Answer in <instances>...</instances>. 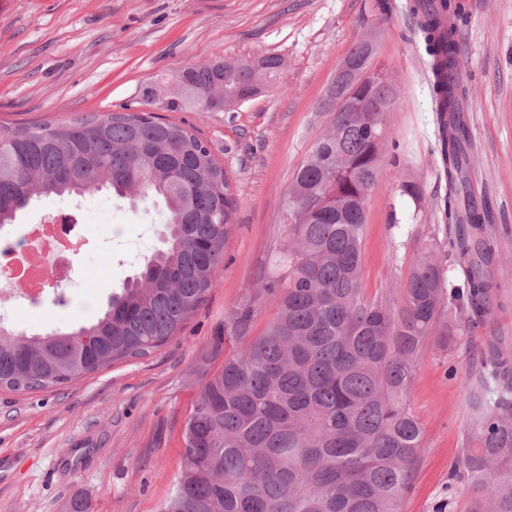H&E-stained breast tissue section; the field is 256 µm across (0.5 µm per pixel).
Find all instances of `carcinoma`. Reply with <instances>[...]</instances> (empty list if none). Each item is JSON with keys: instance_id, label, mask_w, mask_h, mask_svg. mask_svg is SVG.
Segmentation results:
<instances>
[{"instance_id": "cac0c4a2", "label": "carcinoma", "mask_w": 512, "mask_h": 512, "mask_svg": "<svg viewBox=\"0 0 512 512\" xmlns=\"http://www.w3.org/2000/svg\"><path fill=\"white\" fill-rule=\"evenodd\" d=\"M452 0H416L417 30L431 58L441 154L448 177L445 218L462 279L447 283L436 253L422 254L397 308L364 300L361 237L366 200L384 158L385 113H334L332 125L297 169L283 201L288 239L279 276L259 292L277 302L252 335L255 298L230 311L213 337L199 397L184 426V466L161 512H401L423 451V427L406 392L425 343L446 347L456 330L451 302L478 324L495 284L497 250L469 179V136L456 112L464 89ZM366 75L342 72L326 95L348 92L373 107L396 93L372 66L366 42L349 52ZM282 59H262V81ZM253 75L224 61L173 73L147 103L165 112H207L201 94L247 98ZM101 189L162 201L163 247L139 276L112 294L94 323L29 335L0 320V389L35 391L91 375L162 347L197 310L224 263L240 202L224 167L196 128L151 112H108L68 122L0 124V235L35 200ZM400 196L418 204L420 185L401 175ZM512 360H484L472 396L460 467L481 490L474 512H512Z\"/></svg>"}]
</instances>
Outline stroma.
<instances>
[{
    "instance_id": "obj_1",
    "label": "stroma",
    "mask_w": 512,
    "mask_h": 512,
    "mask_svg": "<svg viewBox=\"0 0 512 512\" xmlns=\"http://www.w3.org/2000/svg\"><path fill=\"white\" fill-rule=\"evenodd\" d=\"M0 0V122L59 123L128 106L177 69L275 55L272 87L231 111L173 112L196 128L240 201L224 265L198 309L148 356L32 392L0 391V512H65L72 496L95 512H160L183 465V429L213 336L288 237L283 200L331 113L319 105L348 52L372 41L397 99L385 115L400 170L422 186L400 197L390 164L371 188L362 237L363 296L397 300L410 269L439 237L448 193L436 149L430 59L413 0ZM457 35L466 90L473 196L487 211L500 261L501 303L448 348L427 343L407 392L424 450L403 512H472L477 492L451 469L464 443L474 373L490 336L512 339V0H460ZM93 238L64 305L26 303L0 287V318L22 307L37 334L94 321L112 293L162 244L163 204L131 208L104 190L82 199Z\"/></svg>"
}]
</instances>
